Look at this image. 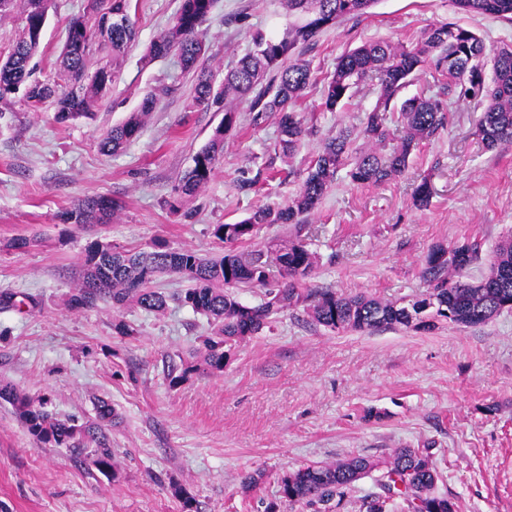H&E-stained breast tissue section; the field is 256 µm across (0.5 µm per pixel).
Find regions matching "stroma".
Listing matches in <instances>:
<instances>
[{"mask_svg":"<svg viewBox=\"0 0 512 512\" xmlns=\"http://www.w3.org/2000/svg\"><path fill=\"white\" fill-rule=\"evenodd\" d=\"M135 44L109 94L89 119L57 122L52 110H27L21 94L0 101V380L31 398L50 396L59 415L96 416L95 402L117 413L108 432L118 461L106 477L62 448L38 447L13 407L0 400V512H181V485L197 512H263L280 478L313 463L361 455L380 460L398 448L427 449L436 490L457 512H512V310L465 327L440 322L430 331L397 327L371 334L331 331L303 308L276 315L270 329L232 347L223 371L186 372L201 352L204 316L178 304L177 276L156 286L163 312L111 303L74 309L68 300L96 243L128 250L164 246L204 255L222 252L214 225L236 223L260 206L298 191L321 140L360 127L377 101L373 82L334 112L322 107L321 81L344 52L369 41L410 44L430 27L454 23L487 47L512 44V22L457 10L451 0H379L360 19L321 31L302 53L315 81L301 104L312 135L292 158L274 150L276 123L253 125L247 104L208 184L196 196L177 188L210 141L223 113L190 107L198 72L222 83L260 30L288 27L284 0H216L204 26L206 55L191 72L176 56L145 60L170 26L181 0H133ZM86 0H52L32 77L59 80L57 59L72 18ZM443 102L449 119L422 143L407 171L378 185L346 174L308 217L319 263L309 283L342 294L412 300L428 290L422 269L438 244L478 241L484 261L512 236V146L487 149L477 133L480 101L449 93L418 71L401 98ZM155 107L126 147L102 154L101 135L137 110ZM273 167L276 179L240 190L241 180ZM429 179L432 198L412 204ZM108 196L123 207L109 223L79 226L65 214L82 199ZM24 237L28 247L11 248ZM134 335H117L115 319ZM182 373L170 386V372ZM259 473L246 491L242 479Z\"/></svg>","mask_w":512,"mask_h":512,"instance_id":"1","label":"stroma"}]
</instances>
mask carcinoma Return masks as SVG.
Listing matches in <instances>:
<instances>
[{"label": "carcinoma", "mask_w": 512, "mask_h": 512, "mask_svg": "<svg viewBox=\"0 0 512 512\" xmlns=\"http://www.w3.org/2000/svg\"><path fill=\"white\" fill-rule=\"evenodd\" d=\"M213 2L182 0L172 26L149 45L145 58L151 61L175 53L184 70L194 69L207 52L202 27ZM286 2L288 13L297 16V21L288 25L282 38L253 34V49L224 76L220 87L204 72L197 76L191 106L224 112V123L195 156L194 165L183 177L182 195L195 194L210 180L218 157L224 153L226 135L234 126L237 100L249 101L255 125L275 118L276 148L282 156L292 157L311 134L300 112V101L311 84L312 70L309 62L293 58L294 49L312 41L325 28L368 14L377 0ZM452 3L467 13L512 19V0ZM17 5L21 6L22 26L7 60L0 64V100L22 88L23 101L32 112L51 106L61 123L92 118L99 101L110 92L120 58L137 37L130 17L131 0H87L86 12L69 23L60 55L63 85L30 80L29 63L40 47L50 0H0V16ZM102 51L112 53V66L90 70L91 57ZM486 63L493 68L489 83L482 74ZM422 68L463 96L473 92L482 97L477 131L487 148L512 145V53L489 49L473 31L452 23L424 31L409 45L365 43L337 59L333 72L324 78L322 96L325 108L333 111L350 101L360 85L375 79L380 87L378 103L366 114L359 131L344 128L324 139L295 197L282 207H260L237 223L215 225L213 236L230 245L218 258L185 249L130 253L112 246H92L78 288L70 298L71 307L110 301L116 310L134 304L161 312L167 299L154 283L162 276L177 275L189 282L177 300L205 316L212 326L211 336L204 340L202 360L191 365L202 372L223 371L231 347L268 327L275 307L305 303L316 324L332 331L359 332L395 326L428 331L442 320L474 326L512 310L511 240L497 247L488 273L473 281L464 280V271L479 260L478 244L435 246L422 270L430 289L424 297L408 302L305 288V280L315 269L316 255L298 235L269 241L247 253L232 248L253 239L265 224H291L301 232L302 219L314 211L344 166L349 167L348 177L356 185L381 184L403 175L411 154L446 121L437 100L416 95L397 101L399 92ZM153 105V99L145 98L137 111L100 139V149L107 154L122 150ZM359 137L367 148L358 152L352 144ZM431 196L430 181L421 180L413 191L414 203L425 206ZM120 207L119 201L109 197H88L66 213V219L73 218L82 226L105 224ZM241 288H263L270 300L246 306L238 299ZM0 400L13 407L37 445L64 448L74 457L91 459L103 476L114 472L116 455L107 444L106 430L116 413L109 401L97 399L95 420L81 422L51 411L49 399L34 400L8 383L0 384ZM375 471L379 472L375 479L378 491L365 497L363 512H457L454 501L435 491L437 472L428 452L420 448H399L382 463L353 456L336 464L300 468L281 478L278 498L266 505L265 512H280L283 503H300L310 512H332L336 499Z\"/></svg>", "instance_id": "obj_1"}]
</instances>
